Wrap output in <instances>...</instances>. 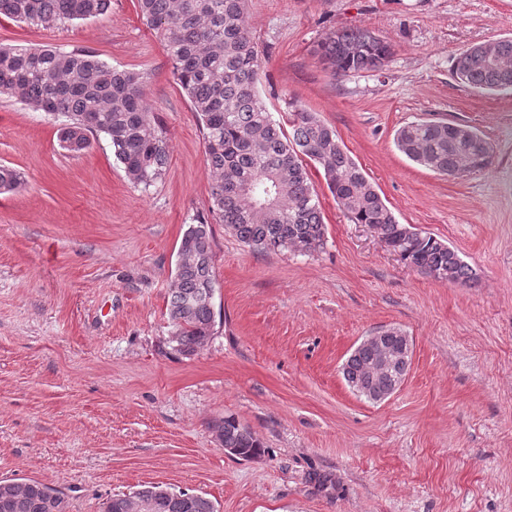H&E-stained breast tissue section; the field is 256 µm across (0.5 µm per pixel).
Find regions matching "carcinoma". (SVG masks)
I'll use <instances>...</instances> for the list:
<instances>
[{
  "mask_svg": "<svg viewBox=\"0 0 512 512\" xmlns=\"http://www.w3.org/2000/svg\"><path fill=\"white\" fill-rule=\"evenodd\" d=\"M248 0H137L138 15L164 42L178 84L201 125L204 157L212 184L208 217L187 225L167 299L172 350L190 358L216 331V272L212 225L222 224L259 253L292 251L312 255L325 245V224L309 166L323 174L329 192L350 221L367 225L398 259L420 275L467 284L473 269L433 235L398 221L318 113L288 103L286 123L272 119L259 93L263 61L246 23ZM110 0H0V16L42 28L105 14ZM317 53L336 79L377 70L392 55L387 41L364 29H334ZM452 77L480 91L512 89V67L486 58L484 44L455 59ZM146 78L119 69L92 51L0 45V95L35 112L63 113L59 142L70 153L88 150L104 137L128 179L147 191L162 180L169 148L161 121L145 102ZM398 149L436 173L462 178L492 164L489 142L474 128L448 121L412 122L397 133ZM20 174L0 166V194L18 190ZM372 347L363 341L341 372L360 392ZM223 446L241 459L262 452L261 442L235 417L216 423ZM156 503L155 512H214L203 494L159 485L135 490ZM133 502L115 494L103 512H133ZM0 512H69L65 494L30 480L0 481Z\"/></svg>",
  "mask_w": 512,
  "mask_h": 512,
  "instance_id": "obj_1",
  "label": "carcinoma"
}]
</instances>
